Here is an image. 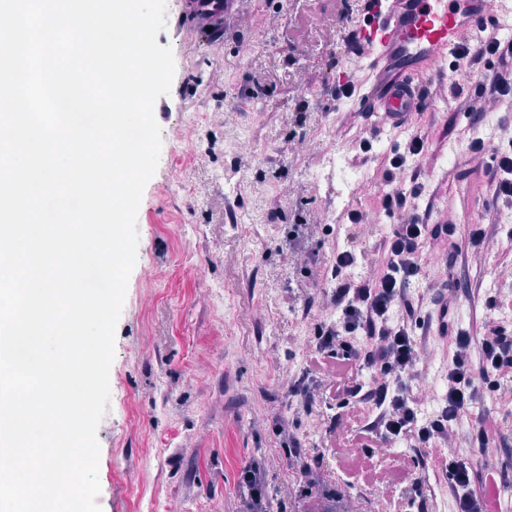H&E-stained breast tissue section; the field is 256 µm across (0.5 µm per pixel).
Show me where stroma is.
<instances>
[{
  "label": "stroma",
  "mask_w": 512,
  "mask_h": 512,
  "mask_svg": "<svg viewBox=\"0 0 512 512\" xmlns=\"http://www.w3.org/2000/svg\"><path fill=\"white\" fill-rule=\"evenodd\" d=\"M181 2L166 0L157 36L175 72L153 108L162 147L137 212V261L96 431L102 512H247V468L276 491L269 512H305L292 435L339 490L338 512H416L407 492L418 476L427 512H451L444 452L417 467L409 442L398 443L374 455L377 476L365 479L349 426L336 423L332 375L318 378L312 404L288 396L326 319L320 273L345 243L318 225L336 185L314 180L322 160L306 145L323 139L355 159L357 106L337 103L333 78L345 68L367 78L346 48L360 0H249L218 41L181 18ZM465 109L424 115L419 162L434 214L460 224L479 216L464 199L491 202L471 170ZM300 216L311 227L289 242Z\"/></svg>",
  "instance_id": "35a3bbf8"
}]
</instances>
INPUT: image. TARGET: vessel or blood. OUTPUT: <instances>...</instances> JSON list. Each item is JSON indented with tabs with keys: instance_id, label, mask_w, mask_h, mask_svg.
<instances>
[{
	"instance_id": "b4317fda",
	"label": "vessel or blood",
	"mask_w": 512,
	"mask_h": 512,
	"mask_svg": "<svg viewBox=\"0 0 512 512\" xmlns=\"http://www.w3.org/2000/svg\"><path fill=\"white\" fill-rule=\"evenodd\" d=\"M239 0H186L185 13L221 38L225 17ZM512 29V0H363L355 29L370 78L352 96L360 111L374 113L377 133L411 117L418 107L435 109L456 98L448 62L456 51L478 44L483 23ZM486 512H512V485L490 487Z\"/></svg>"
}]
</instances>
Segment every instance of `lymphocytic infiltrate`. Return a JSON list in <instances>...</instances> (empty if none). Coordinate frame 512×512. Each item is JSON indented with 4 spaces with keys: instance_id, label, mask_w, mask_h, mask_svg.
I'll return each instance as SVG.
<instances>
[{
    "instance_id": "f902f5d3",
    "label": "lymphocytic infiltrate",
    "mask_w": 512,
    "mask_h": 512,
    "mask_svg": "<svg viewBox=\"0 0 512 512\" xmlns=\"http://www.w3.org/2000/svg\"><path fill=\"white\" fill-rule=\"evenodd\" d=\"M454 67H466L474 97L512 101V54L504 53L501 39L486 35L477 46L463 47ZM483 110L470 114L467 149L473 156L491 154L484 169L497 210H512V136L491 143L482 133ZM428 150L420 131L395 141L377 171L387 184L376 201L378 210L397 217L393 232L379 239L372 253L347 244L337 248L326 267L322 286L329 323L318 327L315 352L304 369L319 373L324 365L336 366L333 383L339 407L365 404L354 439L365 457L375 449L410 440L424 450L451 442L465 444L482 459L480 466L449 458L443 469L448 477L453 512H482L489 477L503 468L501 458L490 457L497 445L498 423L484 414L472 416L473 404L483 396L502 399V382L512 378V324L483 320L452 324L448 314L472 293L471 283H427L426 258L439 256L447 270L473 267L486 244L496 240L499 219L460 224L453 218L435 222L419 209L426 194L414 167ZM374 271L355 274L362 261ZM427 284V296L415 289ZM436 333L448 342V374L437 409L422 415V402L410 383L418 376L423 337ZM370 371L369 381L359 379Z\"/></svg>"
}]
</instances>
